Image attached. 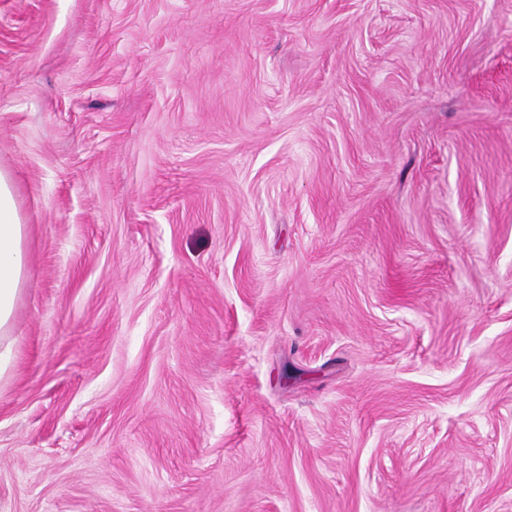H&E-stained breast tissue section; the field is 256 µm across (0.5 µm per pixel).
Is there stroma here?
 <instances>
[{"label":"stroma","mask_w":512,"mask_h":512,"mask_svg":"<svg viewBox=\"0 0 512 512\" xmlns=\"http://www.w3.org/2000/svg\"><path fill=\"white\" fill-rule=\"evenodd\" d=\"M0 169V512H512V0H0ZM27 228L22 224L8 173L0 170V377L11 362L10 335L20 285L25 273L24 242Z\"/></svg>","instance_id":"35a3bbf8"}]
</instances>
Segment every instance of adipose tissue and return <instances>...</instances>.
Listing matches in <instances>:
<instances>
[{"instance_id":"adipose-tissue-1","label":"adipose tissue","mask_w":512,"mask_h":512,"mask_svg":"<svg viewBox=\"0 0 512 512\" xmlns=\"http://www.w3.org/2000/svg\"><path fill=\"white\" fill-rule=\"evenodd\" d=\"M27 228L22 224L8 173L0 170V376L11 362L10 334L20 285L25 273L24 242Z\"/></svg>"}]
</instances>
